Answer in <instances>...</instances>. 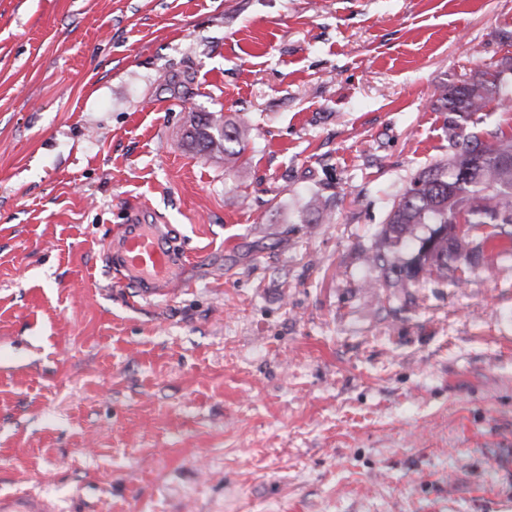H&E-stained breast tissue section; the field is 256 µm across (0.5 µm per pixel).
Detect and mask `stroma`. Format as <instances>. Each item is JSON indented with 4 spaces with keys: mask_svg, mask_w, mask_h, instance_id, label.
Listing matches in <instances>:
<instances>
[{
    "mask_svg": "<svg viewBox=\"0 0 512 512\" xmlns=\"http://www.w3.org/2000/svg\"><path fill=\"white\" fill-rule=\"evenodd\" d=\"M506 54L512 0H0V495L512 512V239L401 288L381 235L448 158L437 89ZM133 219L173 228L169 297L106 265ZM213 112H194L189 115L186 137L199 152L220 155L225 171L233 170L243 161L244 142L251 137V129L243 121L225 119L219 123ZM222 124V130L219 125ZM228 144H234L230 146Z\"/></svg>",
    "mask_w": 512,
    "mask_h": 512,
    "instance_id": "35a3bbf8",
    "label": "stroma"
}]
</instances>
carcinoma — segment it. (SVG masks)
Here are the masks:
<instances>
[{"label": "carcinoma", "instance_id": "1", "mask_svg": "<svg viewBox=\"0 0 512 512\" xmlns=\"http://www.w3.org/2000/svg\"><path fill=\"white\" fill-rule=\"evenodd\" d=\"M505 70L512 72V56L440 88L435 106L448 113V161L414 177L393 203L383 229L384 238L398 245L417 239L418 225H434L427 237L417 239L411 262L394 269L403 288L424 276L448 274L450 263L460 272L456 282H467L466 273L475 265L481 244L470 235L448 232V225L460 218L476 229L490 228L487 240L512 237V135L483 128L491 106L512 111L507 80L500 78ZM186 137L198 151L224 157V169L229 172L243 161L244 142L251 131L243 121L220 123L211 112H194L189 115Z\"/></svg>", "mask_w": 512, "mask_h": 512}]
</instances>
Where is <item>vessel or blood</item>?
I'll return each instance as SVG.
<instances>
[{
  "instance_id": "obj_1",
  "label": "vessel or blood",
  "mask_w": 512,
  "mask_h": 512,
  "mask_svg": "<svg viewBox=\"0 0 512 512\" xmlns=\"http://www.w3.org/2000/svg\"><path fill=\"white\" fill-rule=\"evenodd\" d=\"M180 258L166 224L120 225L106 251L111 270L146 300L171 294ZM0 512H58V508L46 497L24 495L0 497Z\"/></svg>"
}]
</instances>
